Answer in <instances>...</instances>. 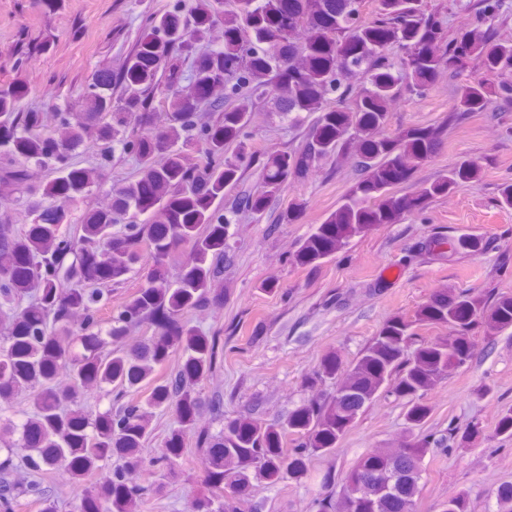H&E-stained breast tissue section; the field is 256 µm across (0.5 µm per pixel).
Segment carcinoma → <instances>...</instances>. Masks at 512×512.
Listing matches in <instances>:
<instances>
[{
  "label": "carcinoma",
  "instance_id": "obj_1",
  "mask_svg": "<svg viewBox=\"0 0 512 512\" xmlns=\"http://www.w3.org/2000/svg\"><path fill=\"white\" fill-rule=\"evenodd\" d=\"M365 0H202L224 16V44L198 53L180 4L149 26L137 54L121 76L123 97L102 107L111 121L92 128L59 113L54 136L39 133L41 113L4 106L0 89V156L53 166L47 187L70 202L88 188V176L68 164L69 152L85 137L101 142L103 161L119 146L133 156L140 177L115 193L110 208L91 214L72 229L61 207L32 212L28 230L0 224V299L28 300L11 322L0 325V512H59L62 489L51 483L57 471L71 483L91 487L76 512H137L148 487L141 472L172 466L191 436L208 451L207 493L192 512H229L243 502L252 481L277 485L299 481L309 458L336 447L348 426L384 393L404 401L410 440L359 458L340 494L323 477L328 495L317 512H415L430 448L417 438L429 416L422 397L467 363L470 328L489 332L512 327V296L488 308L479 296L452 288L436 290L414 315L393 317L345 370L330 352L306 378L315 388L337 381L336 393L320 394L282 419L258 416L213 426L199 424L203 411L221 421L223 401L204 397L199 384L213 371L219 344L184 319L187 312L217 313L224 307V262L231 259L225 225L240 215H262L289 179L320 168L361 171L344 202L303 239L292 262L310 266L380 224L479 180L475 163H462L424 185L416 195L395 196L391 185L407 180L444 142L445 126L382 134L391 104L403 95L419 97L439 79L457 78L471 64L512 73V40H501L495 24L505 21L502 0H469L471 18L458 36L448 37L434 20L429 0H377L376 17L363 18ZM193 57L186 86L154 81L172 56ZM150 91L166 105L165 118L145 111L140 94ZM269 102L289 122L311 116L299 148L273 154L257 191H241L224 206V192L243 177L246 140L254 105ZM205 104L216 118L200 120ZM512 104V79L464 81L457 86L450 118L491 112ZM202 152L199 169L186 152ZM29 170L17 163L0 171V181L26 187ZM182 245L188 257L175 277L170 256ZM146 271V284L124 305L112 308L111 286ZM443 324L450 333L409 351L415 329ZM150 333L130 343L138 327ZM185 357L166 372L172 353ZM109 399L93 411L87 399ZM26 395L31 411L15 421L7 415ZM172 412L177 423L156 457L142 456L155 410ZM305 437L296 448L288 438ZM443 512H469L465 491L448 494Z\"/></svg>",
  "mask_w": 512,
  "mask_h": 512
}]
</instances>
